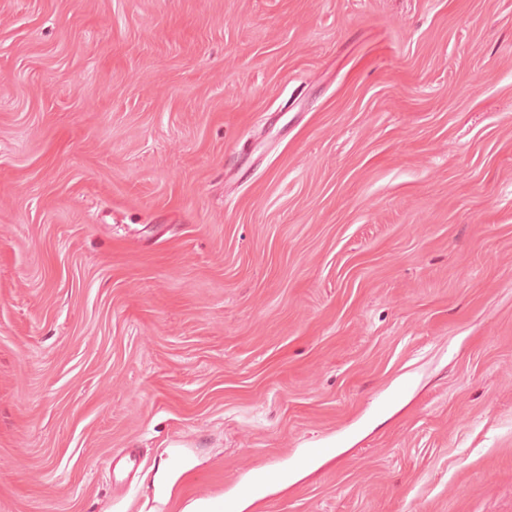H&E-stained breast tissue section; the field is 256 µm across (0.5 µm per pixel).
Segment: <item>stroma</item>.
<instances>
[{
  "label": "stroma",
  "mask_w": 512,
  "mask_h": 512,
  "mask_svg": "<svg viewBox=\"0 0 512 512\" xmlns=\"http://www.w3.org/2000/svg\"><path fill=\"white\" fill-rule=\"evenodd\" d=\"M212 502L512 512V0H0V512Z\"/></svg>",
  "instance_id": "1"
}]
</instances>
